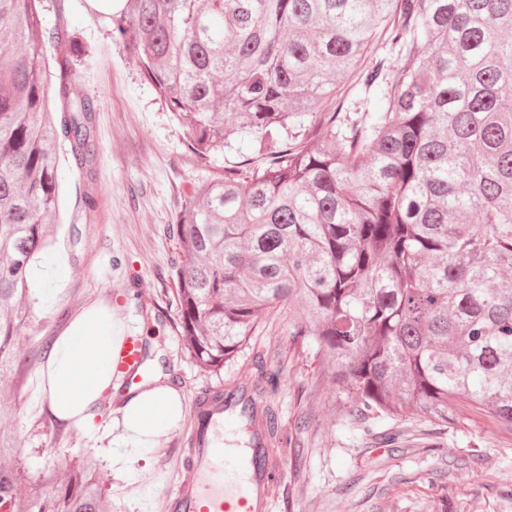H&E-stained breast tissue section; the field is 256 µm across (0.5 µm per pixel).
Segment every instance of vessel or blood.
Instances as JSON below:
<instances>
[{"label": "vessel or blood", "instance_id": "1", "mask_svg": "<svg viewBox=\"0 0 512 512\" xmlns=\"http://www.w3.org/2000/svg\"><path fill=\"white\" fill-rule=\"evenodd\" d=\"M112 367L130 380L144 372V351L136 337H121ZM252 390L251 383L243 382L235 398L221 403L196 400L203 421L180 440V477L164 498V512H271L270 473L255 463L256 454L265 446L263 425L244 419ZM231 423L247 426L244 447H226L224 432Z\"/></svg>", "mask_w": 512, "mask_h": 512}]
</instances>
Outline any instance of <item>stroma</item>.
I'll return each instance as SVG.
<instances>
[{"label":"stroma","instance_id":"obj_1","mask_svg":"<svg viewBox=\"0 0 512 512\" xmlns=\"http://www.w3.org/2000/svg\"><path fill=\"white\" fill-rule=\"evenodd\" d=\"M88 0H44L48 19L62 17L93 52L75 64L72 92L95 98L97 159L92 171L64 170L63 223L54 247L65 260V287L50 310L36 292L24 367L0 380V430L15 438L13 464L28 488L56 461H96L107 489L104 512H160L177 475L174 448L192 427L194 397L250 380L272 410L281 441L272 445V512H512V432L486 413L458 407L448 423L414 416L364 429L352 422L314 348L288 334V313L269 315L249 346L220 373L200 369L176 332L170 270L181 255L171 223L191 183L210 175L184 144L154 87L128 49L112 40L109 18ZM93 206H86L85 195ZM111 304L122 335L160 354L183 396L179 431L162 434L139 460L120 464L113 447L115 415L100 411L96 436L52 421L38 397L36 370L43 347L85 304Z\"/></svg>","mask_w":512,"mask_h":512}]
</instances>
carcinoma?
<instances>
[{
  "label": "carcinoma",
  "mask_w": 512,
  "mask_h": 512,
  "mask_svg": "<svg viewBox=\"0 0 512 512\" xmlns=\"http://www.w3.org/2000/svg\"><path fill=\"white\" fill-rule=\"evenodd\" d=\"M41 2L0 0V375L26 363L21 300L59 223L57 146L95 160L78 41ZM111 18L194 153L240 136L263 160L194 184L175 219L179 333L198 365L221 370L299 299L290 335L350 419L446 423L466 405L512 432V0H126ZM375 40L386 53L366 66ZM246 414L279 440L270 410ZM45 481L52 493L24 497L0 464V512H104L91 464Z\"/></svg>",
  "instance_id": "1"
}]
</instances>
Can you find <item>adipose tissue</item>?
Segmentation results:
<instances>
[{
  "instance_id": "adipose-tissue-1",
  "label": "adipose tissue",
  "mask_w": 512,
  "mask_h": 512,
  "mask_svg": "<svg viewBox=\"0 0 512 512\" xmlns=\"http://www.w3.org/2000/svg\"><path fill=\"white\" fill-rule=\"evenodd\" d=\"M112 311L100 302L86 305L55 336L38 378L48 411L58 421L91 433L95 411L117 384L112 370ZM128 457L154 447L161 433L176 430L183 417L180 393L152 376L125 391L115 407Z\"/></svg>"
}]
</instances>
